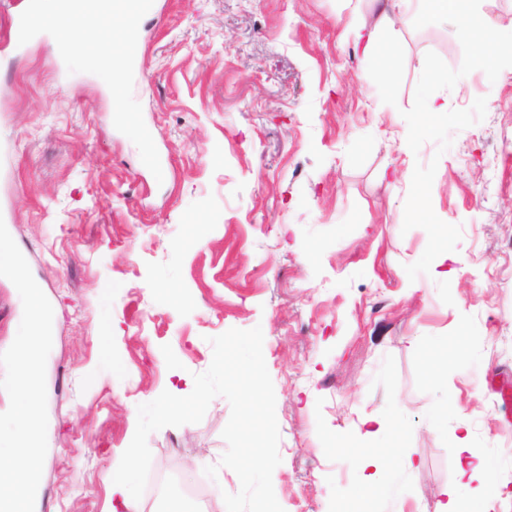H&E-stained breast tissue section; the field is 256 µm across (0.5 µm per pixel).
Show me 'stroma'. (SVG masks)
<instances>
[{"mask_svg": "<svg viewBox=\"0 0 512 512\" xmlns=\"http://www.w3.org/2000/svg\"><path fill=\"white\" fill-rule=\"evenodd\" d=\"M25 0H0V220L55 312L35 512H205L229 402L151 433L140 500L112 493L137 408L192 392L211 337L261 327L276 397L284 512H337L360 479L362 420L399 421V499L436 512L467 430L512 493V82L457 21L404 0L396 52L347 37L376 0H144L124 117L83 58L15 42ZM434 64L444 112L420 110ZM409 145H401L403 134ZM459 260L435 263L440 243ZM23 306L0 277V352ZM447 384L428 383L439 361ZM447 409L448 425L429 416Z\"/></svg>", "mask_w": 512, "mask_h": 512, "instance_id": "stroma-1", "label": "stroma"}]
</instances>
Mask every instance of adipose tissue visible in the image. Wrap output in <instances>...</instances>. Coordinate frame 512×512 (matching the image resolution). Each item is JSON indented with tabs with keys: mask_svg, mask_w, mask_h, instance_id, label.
Wrapping results in <instances>:
<instances>
[{
	"mask_svg": "<svg viewBox=\"0 0 512 512\" xmlns=\"http://www.w3.org/2000/svg\"><path fill=\"white\" fill-rule=\"evenodd\" d=\"M400 2L382 0V7L372 29H365L359 23L351 24L348 28L356 42L364 43L371 62H381L395 49L388 36L400 19ZM476 2L430 0V7L438 13L467 19L468 26L461 36L471 46L474 57L489 62L493 68H500L505 48L512 46V31L505 32L497 28L494 21L477 7ZM61 3L62 0H40L35 16L36 27L50 28L57 32L55 46L58 52L69 54L77 35L82 31L92 32L97 41H104L115 16L113 9H105L91 18L81 9L62 8ZM403 435L402 427L391 422H378L366 429L367 446L354 449L348 456L351 466L365 473L364 479L354 489L355 503L366 504L381 496H398L401 470L391 455L383 451L382 443L398 440ZM454 453L456 479L452 486L441 489L438 512H473L475 499L481 494L477 483L486 472L492 470L494 462L483 449L473 446L463 433L455 437Z\"/></svg>",
	"mask_w": 512,
	"mask_h": 512,
	"instance_id": "1",
	"label": "adipose tissue"
}]
</instances>
